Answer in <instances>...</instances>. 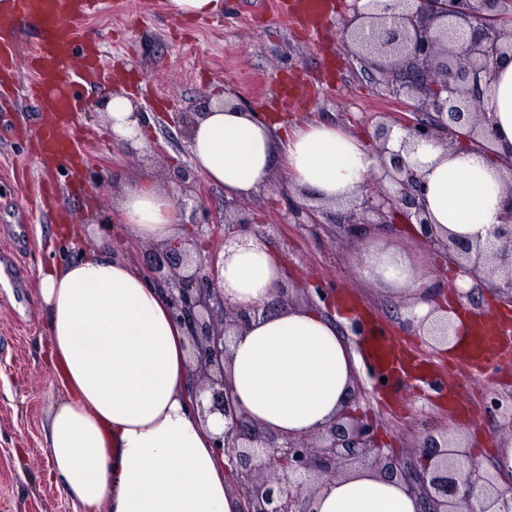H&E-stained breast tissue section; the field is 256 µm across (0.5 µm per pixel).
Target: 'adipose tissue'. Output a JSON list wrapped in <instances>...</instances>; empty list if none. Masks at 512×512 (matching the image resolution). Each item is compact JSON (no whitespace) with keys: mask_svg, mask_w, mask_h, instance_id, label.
I'll list each match as a JSON object with an SVG mask.
<instances>
[{"mask_svg":"<svg viewBox=\"0 0 512 512\" xmlns=\"http://www.w3.org/2000/svg\"><path fill=\"white\" fill-rule=\"evenodd\" d=\"M106 110L116 137L139 145L156 131L128 95H113ZM485 110L495 152L478 148L464 127L449 146L417 150L425 209L439 236L483 242L501 222L512 178L504 165L512 155V60L500 61ZM188 152L193 169L227 199L254 196L280 178L330 208L357 197L376 167L366 140L338 124L290 125L218 97L196 118ZM119 213L139 239L172 243L184 235L173 192L153 178L125 189ZM358 244L360 279L413 299L418 316L443 315L437 281L410 252L387 245L374 226ZM285 276L281 256L249 233L231 238L220 256L225 305L257 310L230 332L228 381L249 416L283 438L333 421L351 400L362 363L324 310L268 309ZM37 278L49 363L64 389L44 427L58 489L81 512H239L231 471L212 447L224 418L188 406V330L172 319L162 289L96 245L64 265L38 264ZM314 508L420 512L421 503L402 481L361 467L322 489Z\"/></svg>","mask_w":512,"mask_h":512,"instance_id":"adipose-tissue-1","label":"adipose tissue"}]
</instances>
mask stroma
Here are the masks:
<instances>
[{"mask_svg":"<svg viewBox=\"0 0 512 512\" xmlns=\"http://www.w3.org/2000/svg\"><path fill=\"white\" fill-rule=\"evenodd\" d=\"M114 2L111 14L89 16L83 24L119 75L72 87L78 99L74 119L95 133L80 146L84 192L62 194L50 212L33 214L32 193L14 179L15 167L25 166L36 180L61 184L71 174L64 167L46 171L38 165L30 137L38 133L40 119L32 101L20 100L17 111L0 112V273L11 282L9 288L0 287V512H75L46 480L44 424L62 388L37 345L46 333L37 264L79 258L93 237L102 235L115 254L147 268L157 245L126 232L118 200L142 174L167 187L174 169L189 167L186 113L202 111L219 89L256 112H275L291 122L333 121L372 144L371 115L405 109L361 73L342 39L352 0H330L332 10L314 37L293 18V0H226L224 15L205 21L179 19L167 0ZM117 89L133 92L138 110L153 115V145L129 151L114 144L102 103ZM305 205L301 194L281 182L232 201L209 184L203 212L185 210L183 221L220 227L229 207L245 209L253 223L278 225L273 246L285 259V286L293 291V303L306 301L295 293V284L322 282L332 288L333 299L348 301L397 346L432 367L447 366L448 390L466 406L452 416L447 401L425 394L423 382L408 377L400 385L382 386L362 372L369 397L362 409L378 422L379 438L404 450L419 443L425 426L448 427L475 456L489 457L496 424L482 412L481 402L488 389L512 391V365L476 372L451 367L447 352L432 350L424 337L405 327L408 301L359 279L362 251L341 227L340 213L320 210L314 226L296 215ZM57 213L73 215L78 238L58 233Z\"/></svg>","mask_w":512,"mask_h":512,"instance_id":"1","label":"stroma"}]
</instances>
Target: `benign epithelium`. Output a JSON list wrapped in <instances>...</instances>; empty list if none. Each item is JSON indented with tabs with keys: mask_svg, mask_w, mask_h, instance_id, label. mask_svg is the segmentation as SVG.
Listing matches in <instances>:
<instances>
[{
	"mask_svg": "<svg viewBox=\"0 0 512 512\" xmlns=\"http://www.w3.org/2000/svg\"><path fill=\"white\" fill-rule=\"evenodd\" d=\"M512 16V0H354L353 16L342 38L363 70L379 75L388 93L417 102L418 112L376 121L377 170L370 181L388 184L376 194L362 195L344 223L354 230L362 225L359 212H372L380 223L395 215L417 224L416 239L452 261L461 273L481 285L500 275L493 290L512 302V184L507 190L503 223L493 230L488 246L464 241L452 234L443 242L435 237L424 208V186L415 166L399 151L388 148L394 129L406 132L402 149L410 142L448 143L452 126H465L484 150L491 149L493 129L484 112V96L491 87L498 62L512 59V29L500 24ZM170 178L193 210H204L201 180L188 168ZM196 255L183 259L182 249L167 245L155 255L148 274L168 290L172 315L190 325L197 378L192 397L209 393V412L224 416V431L214 438L218 458L227 459L236 475L241 512H314L313 499L330 481L348 468L371 466L388 478H399L422 504L421 512H473L471 501L486 495L498 512H512V480L497 488L490 471L471 452L448 442V436H426L406 453L385 448L378 440L377 424L360 411L364 390L325 429L284 440L265 432L237 404L226 380V332L248 321L247 312L226 307L218 294L219 256L208 250L211 224H186ZM274 225L250 223L243 213L224 219V238L251 232L268 241ZM451 321L439 320L427 329L435 344L448 342ZM483 412L496 419L503 439L512 438V393L486 391Z\"/></svg>",
	"mask_w": 512,
	"mask_h": 512,
	"instance_id": "benign-epithelium-1",
	"label": "benign epithelium"
}]
</instances>
